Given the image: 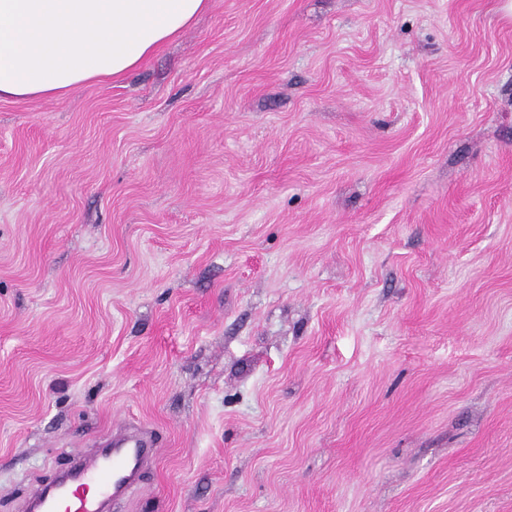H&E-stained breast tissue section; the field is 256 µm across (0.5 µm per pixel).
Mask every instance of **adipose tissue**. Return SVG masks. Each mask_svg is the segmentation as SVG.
<instances>
[{"mask_svg":"<svg viewBox=\"0 0 512 512\" xmlns=\"http://www.w3.org/2000/svg\"><path fill=\"white\" fill-rule=\"evenodd\" d=\"M210 0H0V98H61L141 67Z\"/></svg>","mask_w":512,"mask_h":512,"instance_id":"1","label":"adipose tissue"}]
</instances>
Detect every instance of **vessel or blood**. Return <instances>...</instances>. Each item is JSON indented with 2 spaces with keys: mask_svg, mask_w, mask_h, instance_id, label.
<instances>
[{
  "mask_svg": "<svg viewBox=\"0 0 512 512\" xmlns=\"http://www.w3.org/2000/svg\"><path fill=\"white\" fill-rule=\"evenodd\" d=\"M156 452L149 427L110 433L99 447L71 454L51 480L33 482L22 512H112L155 463Z\"/></svg>",
  "mask_w": 512,
  "mask_h": 512,
  "instance_id": "obj_1",
  "label": "vessel or blood"
}]
</instances>
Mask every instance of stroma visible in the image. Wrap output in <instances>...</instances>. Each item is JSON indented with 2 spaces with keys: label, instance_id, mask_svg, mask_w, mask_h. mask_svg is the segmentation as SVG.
Returning a JSON list of instances; mask_svg holds the SVG:
<instances>
[{
  "label": "stroma",
  "instance_id": "1",
  "mask_svg": "<svg viewBox=\"0 0 512 512\" xmlns=\"http://www.w3.org/2000/svg\"><path fill=\"white\" fill-rule=\"evenodd\" d=\"M501 0H211L0 99V512L108 432L113 512H512Z\"/></svg>",
  "mask_w": 512,
  "mask_h": 512
}]
</instances>
